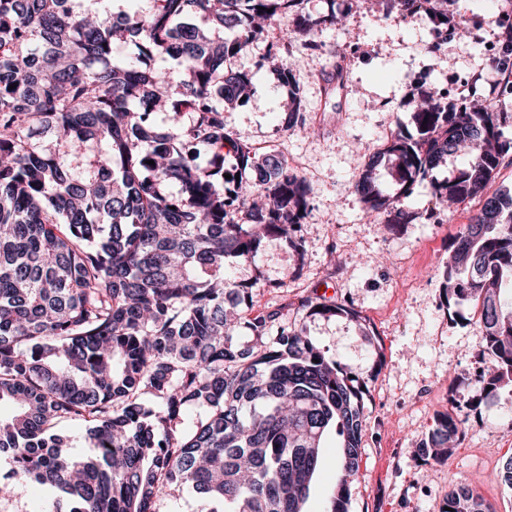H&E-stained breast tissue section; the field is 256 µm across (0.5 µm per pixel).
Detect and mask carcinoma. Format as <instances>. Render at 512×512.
<instances>
[{
    "mask_svg": "<svg viewBox=\"0 0 512 512\" xmlns=\"http://www.w3.org/2000/svg\"><path fill=\"white\" fill-rule=\"evenodd\" d=\"M457 0H386L383 19L432 7L458 33ZM76 0H0V456L14 498L32 483L51 490L46 512H158L157 501L188 492L200 512H305L325 432L342 437V478L330 512H348L358 474L365 388L326 356L304 326L254 307L260 280L229 269L253 263L268 237L297 258L311 205L305 176L258 153L226 127L224 112L253 94V76L224 59L261 38L273 19L295 28L269 46L288 111L281 130L304 126L299 82L283 57L288 38L317 47L338 23L312 17L304 0H151L146 13L114 22L79 11ZM138 57H169L173 76L112 61L115 40ZM492 63L512 70V36ZM16 88H10V85ZM409 122L360 166L354 191L367 216L411 224L407 204L429 184L436 203L479 200L443 264L447 300L479 308L491 370L488 396L512 382V192L486 188L512 153V112L441 90L408 98ZM172 114L157 133L148 120ZM195 122L183 123V113ZM52 134L56 146L40 140ZM102 142L83 158L73 147ZM466 153L438 183L433 171ZM240 173L224 193V154ZM396 185L384 187L383 175ZM307 315L346 317L334 298L307 296ZM79 420L76 436L61 425ZM419 454L448 455L459 421L436 413ZM86 451L74 453V443ZM455 512H488L466 486L448 488Z\"/></svg>",
    "mask_w": 512,
    "mask_h": 512,
    "instance_id": "carcinoma-1",
    "label": "carcinoma"
}]
</instances>
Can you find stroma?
<instances>
[{
	"label": "stroma",
	"mask_w": 512,
	"mask_h": 512,
	"mask_svg": "<svg viewBox=\"0 0 512 512\" xmlns=\"http://www.w3.org/2000/svg\"><path fill=\"white\" fill-rule=\"evenodd\" d=\"M374 0H305L317 16L335 10L340 25L323 28L317 49L292 40L288 60L301 83L306 128L281 131L287 92L264 64L269 42L293 28L292 15L275 18L266 37L236 59L255 74L252 98L224 121L258 153L275 150L308 180L311 208L302 227L304 259L285 242L267 238L255 263L236 266L242 282L261 274L266 282L256 309L278 310L348 373L368 381L360 470L349 485V512H443L449 486L466 485L490 512H512V487L500 478L512 455V384L481 397L480 374L491 366L484 353L472 303L446 306L440 261L477 201L446 211L435 207L429 188L409 199L420 212L413 224L386 227L368 222L353 184L360 158L383 149L393 125L387 104L433 87L448 89L462 75L477 77L487 92L503 82L486 57L495 40L490 14L504 0H459L467 38L448 35L438 54L427 51L437 36L424 13L379 20ZM350 56L348 78L335 103H327L323 76L341 56ZM317 293L360 312L361 322L307 316L302 297ZM375 334L367 343L360 326ZM448 412L463 437L445 460L419 456L434 416ZM337 437L328 433L306 512H327L336 484Z\"/></svg>",
	"instance_id": "1"
}]
</instances>
